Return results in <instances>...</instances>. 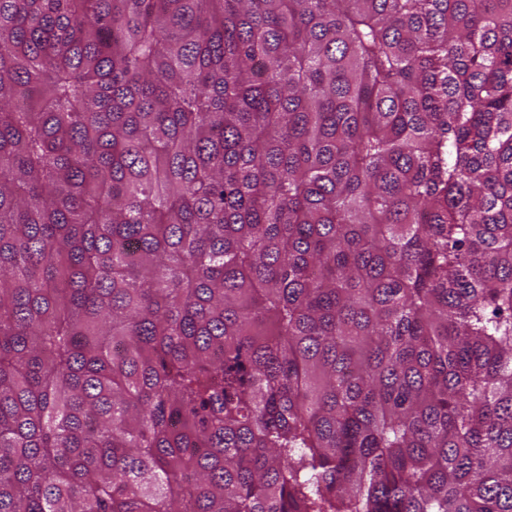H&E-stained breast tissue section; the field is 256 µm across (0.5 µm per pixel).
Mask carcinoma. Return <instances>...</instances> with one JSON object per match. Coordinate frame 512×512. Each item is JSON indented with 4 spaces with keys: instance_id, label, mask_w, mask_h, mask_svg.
Masks as SVG:
<instances>
[{
    "instance_id": "cac0c4a2",
    "label": "carcinoma",
    "mask_w": 512,
    "mask_h": 512,
    "mask_svg": "<svg viewBox=\"0 0 512 512\" xmlns=\"http://www.w3.org/2000/svg\"><path fill=\"white\" fill-rule=\"evenodd\" d=\"M0 512H512V0H0Z\"/></svg>"
}]
</instances>
